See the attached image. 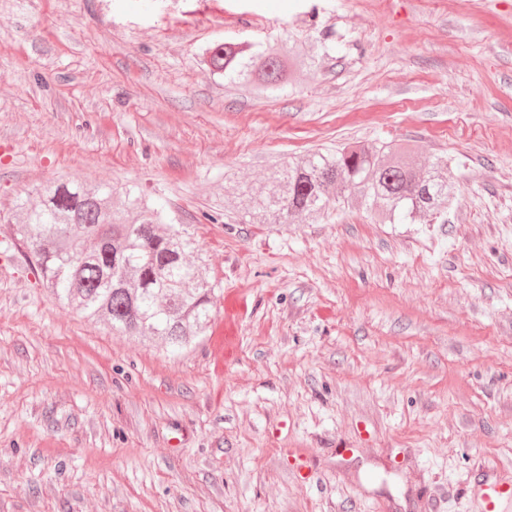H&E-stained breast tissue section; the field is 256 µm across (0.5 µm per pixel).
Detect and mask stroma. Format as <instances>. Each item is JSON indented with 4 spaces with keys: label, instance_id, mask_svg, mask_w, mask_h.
<instances>
[{
    "label": "stroma",
    "instance_id": "35a3bbf8",
    "mask_svg": "<svg viewBox=\"0 0 512 512\" xmlns=\"http://www.w3.org/2000/svg\"><path fill=\"white\" fill-rule=\"evenodd\" d=\"M275 94L201 50L285 40ZM448 161L437 220L241 224L233 182L350 142ZM130 184L190 234L174 354L54 298L9 220ZM512 476V0H0V512H480Z\"/></svg>",
    "mask_w": 512,
    "mask_h": 512
}]
</instances>
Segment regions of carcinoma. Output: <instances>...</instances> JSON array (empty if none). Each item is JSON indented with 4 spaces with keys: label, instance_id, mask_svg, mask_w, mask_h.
<instances>
[{
    "label": "carcinoma",
    "instance_id": "cac0c4a2",
    "mask_svg": "<svg viewBox=\"0 0 512 512\" xmlns=\"http://www.w3.org/2000/svg\"><path fill=\"white\" fill-rule=\"evenodd\" d=\"M206 56L214 72L267 95L280 89L287 62L301 54L294 43L267 53L217 43ZM413 153L402 144H348L283 161L261 189L238 187V217L250 224L313 223L359 199L383 223L436 218L454 198L448 163L422 170ZM15 207L21 222L14 233L37 276L87 320L108 322L118 336H150L170 353L205 333L213 289L193 243L162 207L131 188L75 181L47 183Z\"/></svg>",
    "mask_w": 512,
    "mask_h": 512
}]
</instances>
